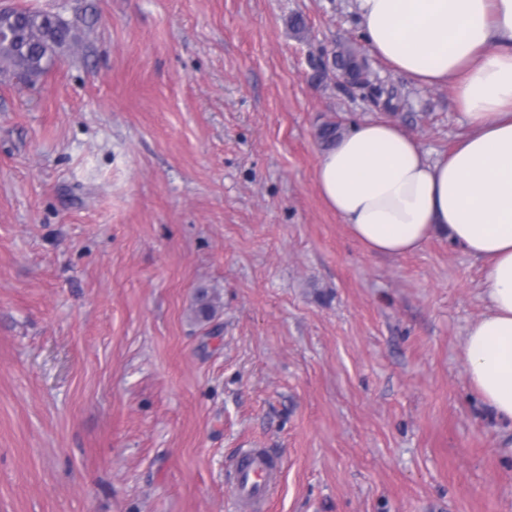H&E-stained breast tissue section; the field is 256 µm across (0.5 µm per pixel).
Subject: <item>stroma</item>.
<instances>
[{
  "instance_id": "1",
  "label": "stroma",
  "mask_w": 512,
  "mask_h": 512,
  "mask_svg": "<svg viewBox=\"0 0 512 512\" xmlns=\"http://www.w3.org/2000/svg\"><path fill=\"white\" fill-rule=\"evenodd\" d=\"M355 4L0 0L75 34L0 67V512H236L242 448L283 461L265 512H512L462 359L481 262L442 230L369 253L320 195L324 124L394 122L431 160L465 132ZM340 41L398 104L337 79Z\"/></svg>"
}]
</instances>
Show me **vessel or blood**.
Returning a JSON list of instances; mask_svg holds the SVG:
<instances>
[{
	"label": "vessel or blood",
	"mask_w": 512,
	"mask_h": 512,
	"mask_svg": "<svg viewBox=\"0 0 512 512\" xmlns=\"http://www.w3.org/2000/svg\"><path fill=\"white\" fill-rule=\"evenodd\" d=\"M280 470V461L268 453L253 448L243 449L233 467L231 482L237 512H253L256 504L277 483Z\"/></svg>",
	"instance_id": "1"
}]
</instances>
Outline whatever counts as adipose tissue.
<instances>
[{
    "label": "adipose tissue",
    "mask_w": 512,
    "mask_h": 512,
    "mask_svg": "<svg viewBox=\"0 0 512 512\" xmlns=\"http://www.w3.org/2000/svg\"><path fill=\"white\" fill-rule=\"evenodd\" d=\"M371 52L416 86L453 83L468 131L428 159L398 125H351L323 151L329 209L372 254L419 250L439 229L482 264L486 313L468 328L469 381L512 425V0H356Z\"/></svg>",
    "instance_id": "obj_1"
}]
</instances>
